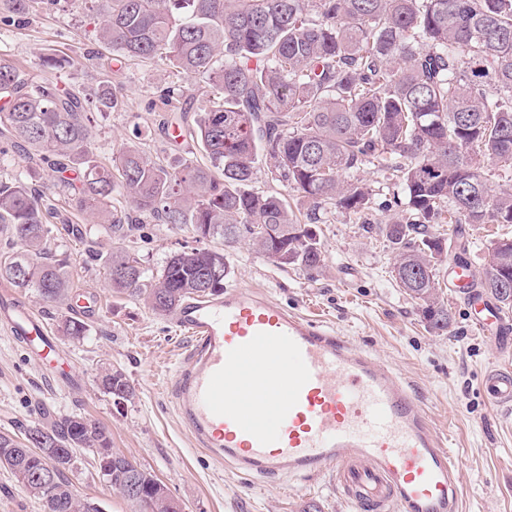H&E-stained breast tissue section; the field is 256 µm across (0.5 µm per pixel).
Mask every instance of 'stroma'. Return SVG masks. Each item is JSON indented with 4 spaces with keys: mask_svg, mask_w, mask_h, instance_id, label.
<instances>
[{
    "mask_svg": "<svg viewBox=\"0 0 512 512\" xmlns=\"http://www.w3.org/2000/svg\"><path fill=\"white\" fill-rule=\"evenodd\" d=\"M99 20L98 0H67L63 7L16 20L0 28V63L39 75L41 54L54 50L66 61L54 73L56 82L94 95L112 54L97 39ZM177 81L172 69L159 62H133L113 77L122 107L95 116L92 148L100 162L111 164L133 137L164 163L186 155L204 162L192 141L171 144L162 129L166 114L160 95ZM141 222L136 249L151 268L195 244L187 230L147 216ZM322 240L324 269L319 276L278 269L243 241L230 255L228 282L262 289L289 310L355 337L375 359L406 376L436 429L450 439L462 512H512V410L494 408L480 394L482 373L491 366H512V349H501L493 335L473 330L474 311L450 287L448 267H440L437 278L452 325L438 336L427 332L416 305L397 287L393 254L381 236L365 232L339 212L323 224ZM117 247L115 239L95 231L58 242V257L73 265L72 302L96 299L87 319L90 332L83 339H70L59 330L69 305L54 307L34 294H19V301L49 325L58 356L52 365L28 360L18 341L0 330V431L71 412L86 415L106 427L113 450L135 458L166 484L185 512H304L309 505L320 512H353L331 473L309 479L245 478L223 459L198 449L169 393L191 340L174 317L155 315L141 301L112 292L86 251L105 254ZM103 362L125 371L135 388L134 399L123 409L115 408L97 382ZM66 477L75 493L96 503L100 512H141L112 490L88 453L78 454Z\"/></svg>",
    "mask_w": 512,
    "mask_h": 512,
    "instance_id": "1",
    "label": "stroma"
}]
</instances>
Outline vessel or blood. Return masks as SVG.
<instances>
[{"instance_id":"1","label":"vessel or blood","mask_w":512,"mask_h":512,"mask_svg":"<svg viewBox=\"0 0 512 512\" xmlns=\"http://www.w3.org/2000/svg\"><path fill=\"white\" fill-rule=\"evenodd\" d=\"M477 327L512 345V325L477 299ZM192 340L172 398L198 447L245 477L331 471L354 512H461L456 459L392 367L330 327L255 288L185 301ZM0 328L40 356L56 345L41 315L0 291ZM488 403L512 409V369L482 378Z\"/></svg>"}]
</instances>
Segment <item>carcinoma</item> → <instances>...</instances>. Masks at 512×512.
<instances>
[{
    "label": "carcinoma",
    "instance_id": "carcinoma-1",
    "mask_svg": "<svg viewBox=\"0 0 512 512\" xmlns=\"http://www.w3.org/2000/svg\"><path fill=\"white\" fill-rule=\"evenodd\" d=\"M61 0H0L7 24ZM97 38L112 48L108 67L156 60L215 89L192 133L209 165L154 162L136 144L115 157L120 180L91 148L92 114L121 105L120 91L101 81L95 99L51 79L0 63V165L11 154L31 169L68 172L59 199L89 212L101 230L129 242L139 216L186 228L197 242L153 270L135 252H92L110 288L138 298L159 315L183 301L224 291L226 255L245 240L275 266L309 275L324 267L318 225L332 212L371 226L394 253L397 286L419 305L437 334L451 315L441 303L437 271L464 264L477 224H512V0H104ZM496 93H487L488 86ZM183 85L165 89L162 103L180 112ZM495 166V192L484 168ZM366 168L396 180L394 205L402 217L375 223L377 192L359 177ZM28 171L0 180V224L13 244L0 252V280L59 304L73 285L68 259L50 248L56 232L83 235L78 224L57 226L56 205L33 186ZM281 190H259V179ZM307 203V223L288 201ZM456 225L453 242L435 225ZM472 287L511 309L497 294L512 282V237L489 241ZM222 273L199 287L202 271ZM63 335L80 339L87 324L61 321ZM98 382L112 399L129 402L135 389L122 370L102 367ZM0 432V467L11 472L48 512H100L79 499L64 478L79 450L111 447L96 421L71 414L47 425ZM112 489L125 494L137 478L155 502L168 487L135 460L112 452ZM55 474L40 491L29 476Z\"/></svg>",
    "mask_w": 512,
    "mask_h": 512
}]
</instances>
